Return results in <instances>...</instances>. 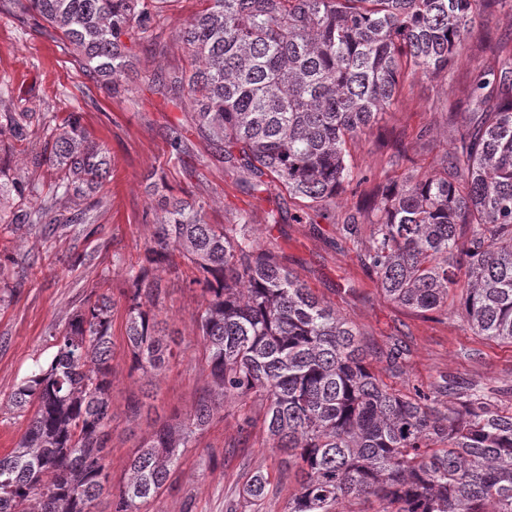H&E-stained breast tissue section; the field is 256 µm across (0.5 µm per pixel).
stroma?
Wrapping results in <instances>:
<instances>
[{"label": "stroma", "instance_id": "obj_1", "mask_svg": "<svg viewBox=\"0 0 512 512\" xmlns=\"http://www.w3.org/2000/svg\"><path fill=\"white\" fill-rule=\"evenodd\" d=\"M204 6L203 0H165L153 22L152 37L134 47L137 75L126 92L109 96L87 75L79 58L52 28L37 31L11 13L0 11V182L47 173L33 171L29 148L12 135L10 121L28 114L78 112L88 130L107 149L112 173L99 193L100 204L86 224H36L22 229L0 223V455L15 448L26 417L11 406L20 381L47 355L51 333L61 330L80 310L92 289L106 285L116 294L112 313V435L109 443L113 485H120L131 454L150 436V419H167L192 409L208 388L202 338L196 325L201 299L184 278L163 273L158 300L162 318L182 337L181 354L158 382L150 418L133 417L130 408L143 396L145 383L130 371L126 344V302L120 291L124 268L137 261L153 226L146 214L157 205L145 191L144 177L156 172L160 193L189 197L203 204L211 224H233L247 217L261 247L278 252L313 292L360 331L373 355L371 365L382 382L396 391L428 390L443 379L489 395L496 410L512 412V346L475 335L455 310L424 317L383 297L360 262V247L341 230L347 216L366 207L375 183L399 175L407 158L420 172L437 167L450 148L449 126L468 123L464 102L471 72L459 61L446 78L408 79L401 96L384 112L372 134L349 150L367 183L343 192L327 206V218L299 224L298 205L271 186L253 191L238 183L216 162L203 143L177 158L170 140L185 128L191 103L160 87L162 77L186 76L194 64L178 37L183 23ZM478 38L467 54L494 64L492 44L512 40V16L497 14L475 21ZM279 213V223L268 221ZM402 345L409 360L401 372L388 368L386 354ZM250 426H243L242 415ZM268 472L266 497L244 507L241 491L255 471ZM296 492L282 455L265 445L259 403L229 402L222 415L190 448L164 493L142 512H286Z\"/></svg>", "mask_w": 512, "mask_h": 512}]
</instances>
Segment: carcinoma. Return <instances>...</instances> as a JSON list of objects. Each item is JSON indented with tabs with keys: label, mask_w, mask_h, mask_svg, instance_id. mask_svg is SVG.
Returning <instances> with one entry per match:
<instances>
[{
	"label": "carcinoma",
	"mask_w": 512,
	"mask_h": 512,
	"mask_svg": "<svg viewBox=\"0 0 512 512\" xmlns=\"http://www.w3.org/2000/svg\"><path fill=\"white\" fill-rule=\"evenodd\" d=\"M164 0H0L36 29L61 33L86 70L112 94L126 91L134 53L124 38L152 28ZM512 11V0H207L179 29L194 67L162 81L193 106L191 131L224 167L256 190L271 182L303 200L297 223L368 178L355 173L348 142L366 135L406 79L443 77L463 57L475 17ZM466 99L473 114L452 128L438 169L415 168L371 191L373 229L361 261L384 296L424 316L458 298L474 334L512 345V47L492 66L471 61ZM48 191L12 182L35 203L3 215L17 227L74 224L99 201L110 177L105 148L79 112L42 117L38 130L12 124ZM143 258L125 267L126 342L131 371L153 382L175 357L156 305L160 270L173 255L198 272L197 324L211 386L196 407L153 431L112 491V310L92 292L63 331L52 358L16 388L12 407L33 410L16 447L0 456V512H142L179 466L182 449L224 411L254 399L268 445L288 456L297 493L288 512H344L353 500L375 512H512V414L475 393L386 388L372 372L358 331L296 273L261 248L241 217L210 224L190 198L161 195ZM87 205L66 216L61 206ZM269 475L242 489L264 498Z\"/></svg>",
	"instance_id": "1"
}]
</instances>
